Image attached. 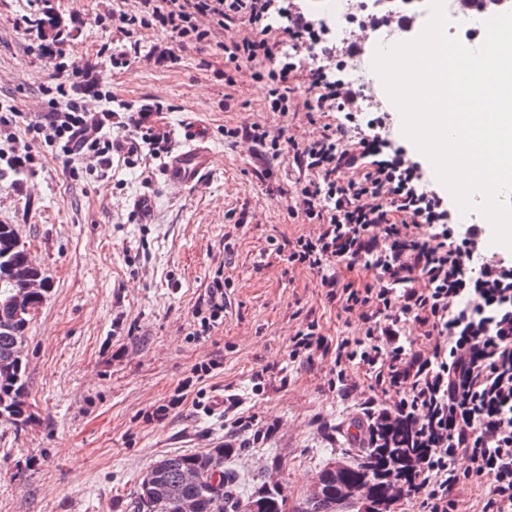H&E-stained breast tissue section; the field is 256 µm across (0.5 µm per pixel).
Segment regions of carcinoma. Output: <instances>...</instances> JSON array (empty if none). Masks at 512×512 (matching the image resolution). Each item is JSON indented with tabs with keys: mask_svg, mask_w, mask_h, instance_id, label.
<instances>
[{
	"mask_svg": "<svg viewBox=\"0 0 512 512\" xmlns=\"http://www.w3.org/2000/svg\"><path fill=\"white\" fill-rule=\"evenodd\" d=\"M24 250V245L15 239L13 225L0 224V257L3 255L16 260ZM27 329L10 322L4 307L0 306V397L4 398L8 419H0V424L19 425L29 420L27 414L28 382L25 365L18 364L15 353L26 338ZM232 453L230 448H212L206 451L168 455L154 463L153 471L162 486L160 493H153L143 482H138L132 494L133 512H179L181 504L193 500L197 512H238L243 504L265 501L266 512H280L284 503L281 491L259 487L243 490L238 475L224 468V459ZM411 458L409 449L394 444L392 447L365 448L360 460L344 466L337 474L327 477L321 472L319 477L328 478V486H352L363 483L369 485L375 495V512H388V503L397 500L404 489L402 478L408 472ZM218 467L224 473L222 490L215 492L207 484H188L184 473L194 469L201 474ZM351 502L336 495H326L314 504V512H337L340 505Z\"/></svg>",
	"mask_w": 512,
	"mask_h": 512,
	"instance_id": "carcinoma-1",
	"label": "carcinoma"
}]
</instances>
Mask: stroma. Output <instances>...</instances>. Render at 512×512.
I'll return each instance as SVG.
<instances>
[{"mask_svg": "<svg viewBox=\"0 0 512 512\" xmlns=\"http://www.w3.org/2000/svg\"><path fill=\"white\" fill-rule=\"evenodd\" d=\"M29 0H0V98L24 114L26 140L48 59L16 22ZM46 34L69 32L71 57L98 67L122 36L106 17L136 0H48ZM141 55L113 70L109 89L131 104L168 103L157 126L176 133L185 119L211 131L216 161L201 188L169 190L159 161L72 176L40 143L35 165L0 172V224L48 272L51 292L29 325L25 346L31 417L0 425V512H130L131 494L165 455L231 444L226 467L245 483L277 478L288 512L307 498L333 461L358 460L362 424L353 399L333 390L334 350L311 361L290 356L299 327L317 322L328 342L358 335L357 314L330 302L317 276L292 267L288 253L309 227L289 211L291 156L271 165L225 137L255 123L284 136H312L305 112H268L266 88L242 71L224 83L215 45L179 44L158 26L138 30ZM174 48L178 64L160 62ZM154 200L135 214L137 198ZM224 272V322L198 335L216 270ZM205 366L188 390L179 384ZM234 397L236 411L219 403ZM246 426L239 429L235 418Z\"/></svg>", "mask_w": 512, "mask_h": 512, "instance_id": "1", "label": "stroma"}]
</instances>
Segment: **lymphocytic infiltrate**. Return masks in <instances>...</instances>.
Returning a JSON list of instances; mask_svg holds the SVG:
<instances>
[{
	"label": "lymphocytic infiltrate",
	"instance_id": "f902f5d3",
	"mask_svg": "<svg viewBox=\"0 0 512 512\" xmlns=\"http://www.w3.org/2000/svg\"><path fill=\"white\" fill-rule=\"evenodd\" d=\"M126 44L109 55L112 68L129 67L140 53L133 36L156 23L179 41L208 43L220 31L225 81L251 68L265 82L270 112L303 108L318 119L316 134L298 147L293 160L295 204L290 212L314 224L288 254L291 265L316 274L330 300L358 313L364 330L336 342L337 364L359 362L375 375L380 395L359 398L367 423L364 444L380 447L386 430L400 428L417 454L404 498L423 512H457L456 489L486 482L482 512H512V255L484 250L485 227L459 223L447 195L425 184L423 167L404 146L384 139L387 115L368 120L348 135L363 108L362 95L340 74L310 71L309 97L294 83L296 57L320 44L324 26L292 0H138L133 11L109 14ZM245 32L232 34L239 22ZM289 37L294 59L272 62L281 51L275 33ZM66 41L55 34L39 53L56 59L59 80L48 88L44 110L26 133L72 172L111 169L114 153L136 167L142 156L162 159L168 138L149 122L163 111L152 99L139 109H90L89 100L108 101L111 91L95 67L66 68ZM268 60L255 68L257 60ZM16 107L0 100V163L17 170L31 162L20 152L13 128ZM126 131L124 145L107 134ZM370 272L374 285L342 280L354 269ZM423 330L424 344L408 340V322ZM388 403H381V396ZM465 456L470 466L458 471Z\"/></svg>",
	"mask_w": 512,
	"mask_h": 512
}]
</instances>
